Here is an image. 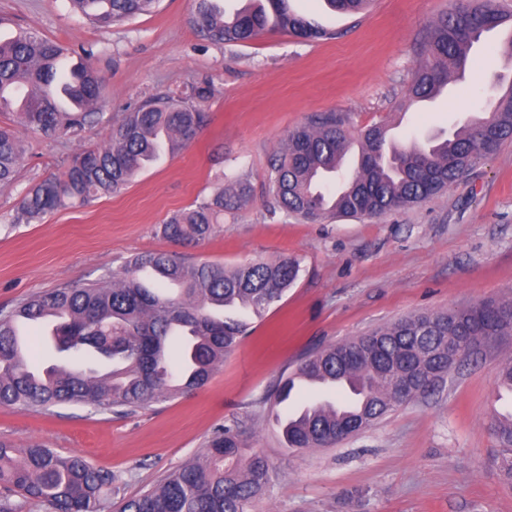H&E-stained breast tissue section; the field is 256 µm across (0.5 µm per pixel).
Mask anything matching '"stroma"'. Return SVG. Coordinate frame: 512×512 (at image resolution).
Instances as JSON below:
<instances>
[{"label": "stroma", "mask_w": 512, "mask_h": 512, "mask_svg": "<svg viewBox=\"0 0 512 512\" xmlns=\"http://www.w3.org/2000/svg\"><path fill=\"white\" fill-rule=\"evenodd\" d=\"M290 8L332 34L328 40L274 30L235 45L201 40L190 23L193 0H158L153 12L97 28L70 0H0V40L31 29L91 53L106 77L100 108L118 118L146 96L208 81L207 129L162 154L119 193L62 208L37 224L0 227V309L66 284L120 270L144 252H178L231 269L294 258L300 277L253 323L202 390L117 416L86 407L37 414L0 407V440L78 453L115 475L133 497L197 460L213 432L240 424L247 450L273 465L271 486L253 512H512V483L492 458L489 431L499 364L512 360V336L484 347L475 363L451 369L438 390L389 413L332 448L288 449L275 418L327 399L294 389L276 403L271 386L301 358L331 344L422 312L512 300V141L482 158L441 194L377 218L310 224L269 215L264 184L290 131L324 112L352 132L393 129L399 144L449 133L483 117L512 82V57H479L447 97L427 107L407 92L423 60L421 45L451 0H372L357 14L325 0ZM26 154L15 180L0 185V220L31 185L60 174L78 147L103 142L86 128L66 145L21 130ZM247 178L248 204L225 216L211 237L174 247L160 227L209 196L217 178Z\"/></svg>", "instance_id": "obj_1"}]
</instances>
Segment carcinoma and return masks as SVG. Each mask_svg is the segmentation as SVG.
<instances>
[{"label": "carcinoma", "mask_w": 512, "mask_h": 512, "mask_svg": "<svg viewBox=\"0 0 512 512\" xmlns=\"http://www.w3.org/2000/svg\"><path fill=\"white\" fill-rule=\"evenodd\" d=\"M157 0H71L89 24L109 28L145 14ZM253 9L224 15L217 0H194L191 23L202 40L232 45L252 40L275 24L306 39L333 34L288 9V0H267ZM507 37L490 50L512 57V10L499 0H457L439 16L427 40L428 57L409 87L412 99L436 97L454 74L471 68L482 40L495 31ZM72 51L29 31L0 42V112L15 124L0 125V184L14 181L24 159L19 129L71 141L91 126L105 143L75 152L65 170L33 185L9 217L10 225L34 224L62 207H83L127 186L162 153L191 143L209 120L204 103L209 84L190 91L159 93L142 100L121 119L99 111L106 79L82 63L64 69ZM512 139V83L502 89L488 116L445 138L386 148V127L362 133L358 161L333 194L318 182L338 171L352 144L343 118L317 116L288 135L272 159L265 193L273 210L307 222L325 218L380 217L424 201L455 183L478 160ZM247 186L219 187L209 197L173 213L162 234L176 245H199L224 212L240 208ZM294 258L250 262L231 271L210 262L187 263L167 252L140 253L123 272L83 285L40 292L0 312V405L41 413L81 406L126 414L204 388L224 356L250 334L251 323L279 302L298 279ZM57 319L51 341L57 362L40 368L18 347V326ZM512 335V302H481L461 310L410 316L353 340L329 345L299 365L297 375L344 379L363 398L352 411L324 401L302 416L283 421L288 447L299 451L336 446L374 426L406 404L393 386L402 379L418 394L446 382L453 364L477 355L474 345ZM489 430L498 447V467L512 481V412L497 413ZM237 425L210 437L202 459L168 474L138 497L119 493L112 474L84 457L60 456L40 444L18 449L0 442V512H22L14 495L38 502L46 512H249L269 486L273 466L260 455L242 459Z\"/></svg>", "instance_id": "cac0c4a2"}]
</instances>
